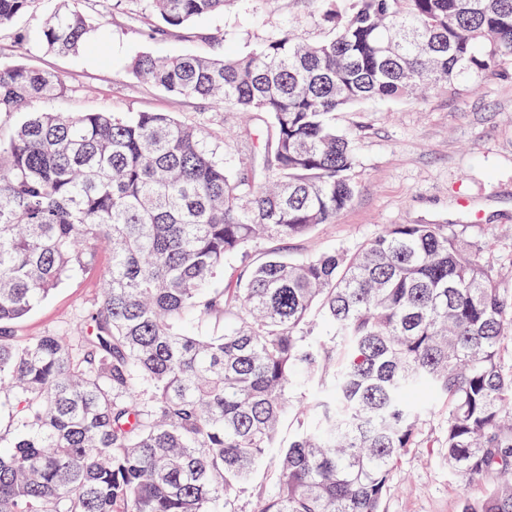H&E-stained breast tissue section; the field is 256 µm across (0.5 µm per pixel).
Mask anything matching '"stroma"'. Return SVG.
Instances as JSON below:
<instances>
[{
  "mask_svg": "<svg viewBox=\"0 0 512 512\" xmlns=\"http://www.w3.org/2000/svg\"><path fill=\"white\" fill-rule=\"evenodd\" d=\"M59 0H34L11 29L0 30V65L19 62L60 74L65 96L35 102L42 112H167L202 128L218 160L235 171L253 155L239 112L198 99H181L134 77L130 60L204 53L208 37L223 49L243 52L249 40L283 27L311 42L328 26L314 0H229L223 13L196 20L167 37H152L151 18L91 0L90 49L57 55L39 45L44 20ZM336 127L357 148V192L335 223L282 242L283 254L305 259L352 247L387 224H457L484 252L512 254V63L474 84L416 100H369L336 114ZM108 264L100 253L96 269L66 278L41 304L18 321L19 339L76 325L97 296ZM443 403L426 412L417 442L398 460L385 512H460L464 488L445 464L439 447Z\"/></svg>",
  "mask_w": 512,
  "mask_h": 512,
  "instance_id": "35a3bbf8",
  "label": "stroma"
}]
</instances>
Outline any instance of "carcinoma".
Wrapping results in <instances>:
<instances>
[{
  "label": "carcinoma",
  "instance_id": "cac0c4a2",
  "mask_svg": "<svg viewBox=\"0 0 512 512\" xmlns=\"http://www.w3.org/2000/svg\"><path fill=\"white\" fill-rule=\"evenodd\" d=\"M33 2L0 0V28ZM126 2L160 37L227 5ZM324 20L318 42L283 28L240 54L131 60L155 87L264 124L260 161L233 176L203 130L159 112L31 111L0 133V512H239L248 491L256 512H385L427 394L448 406V469L483 489L463 512H512V290L463 230L271 250L211 286L231 257L351 204L357 154L336 112L512 61V0H341ZM90 32L85 0H63L40 41L70 55ZM66 92L55 72L0 66V118ZM101 247L79 323L19 340L15 322ZM213 319L224 334L192 332Z\"/></svg>",
  "mask_w": 512,
  "mask_h": 512
}]
</instances>
